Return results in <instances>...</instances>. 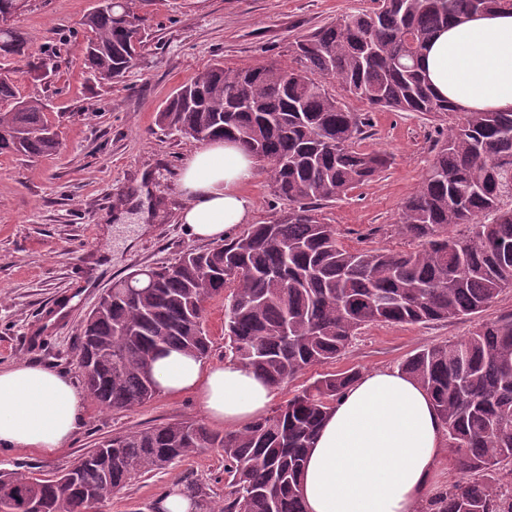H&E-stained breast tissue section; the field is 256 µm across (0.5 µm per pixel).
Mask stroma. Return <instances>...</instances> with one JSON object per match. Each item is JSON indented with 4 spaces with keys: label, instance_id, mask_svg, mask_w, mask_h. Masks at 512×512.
Listing matches in <instances>:
<instances>
[{
    "label": "stroma",
    "instance_id": "obj_1",
    "mask_svg": "<svg viewBox=\"0 0 512 512\" xmlns=\"http://www.w3.org/2000/svg\"><path fill=\"white\" fill-rule=\"evenodd\" d=\"M93 4L30 0L15 19L28 57H50L48 79L30 73L28 57L0 58V75L11 77L21 95L49 100L60 141L56 152L36 158L0 154V366L24 362L67 373L79 384L82 325L101 295L134 269L204 246L178 219L186 202L180 172L199 144L166 134L158 112L213 62L230 69L288 64L297 37L374 7L373 0H137L146 19L142 56L122 82L111 83L85 73L82 40L74 35ZM329 89L348 111L365 114L361 147L386 152L391 164L346 198L320 205V218L336 226L347 249H413L392 226L433 157L437 121L418 112L370 109L335 82ZM509 311L512 290L473 316L368 326L344 356L277 387L274 403H286L323 373L401 367L422 347L461 340ZM203 418L189 393L160 394L126 411L91 400L66 448L52 454L0 450V469L23 461L51 475L114 434ZM190 474L212 483L216 502H223L224 458L207 448L133 481L100 512H159L162 492Z\"/></svg>",
    "mask_w": 512,
    "mask_h": 512
}]
</instances>
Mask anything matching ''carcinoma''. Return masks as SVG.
Wrapping results in <instances>:
<instances>
[{
    "label": "carcinoma",
    "instance_id": "cac0c4a2",
    "mask_svg": "<svg viewBox=\"0 0 512 512\" xmlns=\"http://www.w3.org/2000/svg\"><path fill=\"white\" fill-rule=\"evenodd\" d=\"M28 0H0V57L23 56L10 21ZM301 37L291 65L228 69L216 64L182 86L159 113L180 136L239 144L267 173L271 195L288 204L230 242L181 253L114 282L110 301L83 327L80 355L88 394L131 410L155 398V355L174 348L200 360L210 352L207 300L224 296L225 355L278 387L336 361L374 323L446 322L480 313L512 289V112H465L436 96L419 58L450 22L512 11V0H375ZM85 69L121 80L144 43L145 18L133 0H98L81 22ZM330 75L372 109L420 112L447 133L419 190L403 204L397 234L421 248L350 250L322 201L372 181L389 157L358 145L364 122L329 93ZM47 104L0 77V153L35 158L59 147ZM470 226L457 237L452 229ZM401 369L432 397L460 476L422 512H512V312L470 336L425 346ZM360 375L326 374L241 428L211 431L196 420L114 435L85 454L89 466L52 477L0 471L9 512H84L133 480L202 448L224 455L221 512H305L298 474L319 426ZM195 512H215L210 485L182 481Z\"/></svg>",
    "mask_w": 512,
    "mask_h": 512
}]
</instances>
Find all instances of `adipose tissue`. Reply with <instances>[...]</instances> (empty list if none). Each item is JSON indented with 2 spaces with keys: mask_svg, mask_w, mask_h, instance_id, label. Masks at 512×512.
Returning <instances> with one entry per match:
<instances>
[{
  "mask_svg": "<svg viewBox=\"0 0 512 512\" xmlns=\"http://www.w3.org/2000/svg\"><path fill=\"white\" fill-rule=\"evenodd\" d=\"M421 69L432 89L465 112L512 111V14L449 24L426 47ZM254 162L216 140L184 165L189 198L180 221L199 240L235 236L252 202L241 188ZM162 393H194L212 422L237 429L264 416L275 388L235 361L204 367L175 349L152 365ZM87 395L59 371L24 363L0 367V447H65L83 422ZM445 430L427 391L401 369L363 372L323 421L304 460L306 512H418L432 489Z\"/></svg>",
  "mask_w": 512,
  "mask_h": 512,
  "instance_id": "adipose-tissue-1",
  "label": "adipose tissue"
}]
</instances>
